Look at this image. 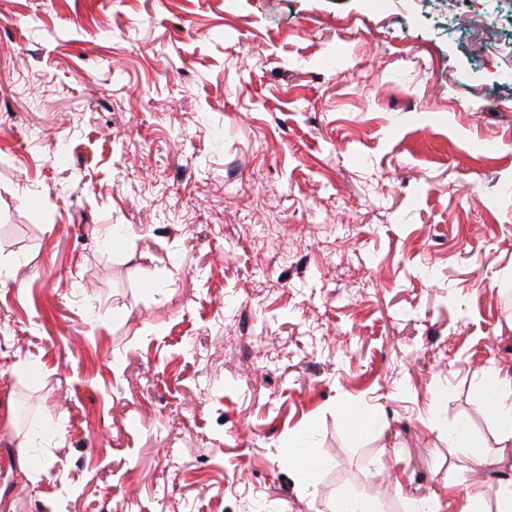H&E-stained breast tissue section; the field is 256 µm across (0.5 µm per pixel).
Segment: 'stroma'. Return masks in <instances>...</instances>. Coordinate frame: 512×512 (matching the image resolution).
<instances>
[{
  "mask_svg": "<svg viewBox=\"0 0 512 512\" xmlns=\"http://www.w3.org/2000/svg\"><path fill=\"white\" fill-rule=\"evenodd\" d=\"M494 369L512 0H0V512H494Z\"/></svg>",
  "mask_w": 512,
  "mask_h": 512,
  "instance_id": "stroma-1",
  "label": "stroma"
}]
</instances>
